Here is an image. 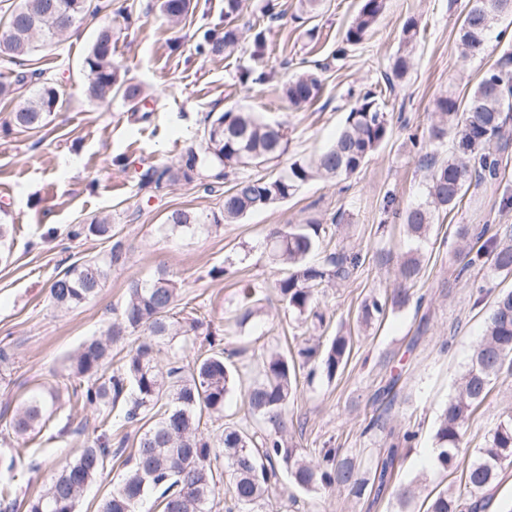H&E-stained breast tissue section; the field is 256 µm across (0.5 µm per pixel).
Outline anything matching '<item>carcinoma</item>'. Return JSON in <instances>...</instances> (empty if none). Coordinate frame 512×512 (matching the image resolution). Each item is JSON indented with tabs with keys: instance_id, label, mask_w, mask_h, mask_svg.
<instances>
[{
	"instance_id": "carcinoma-1",
	"label": "carcinoma",
	"mask_w": 512,
	"mask_h": 512,
	"mask_svg": "<svg viewBox=\"0 0 512 512\" xmlns=\"http://www.w3.org/2000/svg\"><path fill=\"white\" fill-rule=\"evenodd\" d=\"M105 0H16L6 22L0 25V59L10 64L0 72V97H11L24 87H35L10 112L0 131H38L63 104L55 84L31 68V58L64 41L71 30L109 10ZM385 0H361L346 28L342 57L363 42L377 25ZM159 9L179 23L193 10L191 0H160ZM512 13V0H469L457 26L461 58L473 60L489 54L488 32L499 18ZM405 50L393 60L386 75L391 89L412 66L411 52L419 33L415 18L401 29ZM112 25L103 24L83 59L87 96L109 103L120 96L128 102L141 99L138 86L126 82L112 60ZM239 41L232 22L224 32L205 36L203 50L213 56L231 52ZM322 90L317 72L306 70L283 87L288 104L300 108L316 100ZM512 119V49L506 47L484 71L475 88L462 98L441 95L434 102L433 121L420 152L430 159L426 166L425 200L399 213L410 238H427L434 213L451 212L470 190L500 175L501 154L512 142L507 128ZM391 127L383 103L373 94L358 99L348 112L336 140L317 160L296 159L275 177L241 176L238 170L260 167L288 153V138L280 124L267 123L250 112L226 111L206 120L202 146L189 150L176 166L149 167L142 186L159 188L179 181H200L205 191H221L224 206L218 213L188 209L171 211L163 228L171 235L195 234L212 226L233 224L248 213L288 200L298 188L317 178L350 176L386 142ZM322 227L315 220L286 227H272L266 236L269 260L282 267L272 285L288 313L305 326L323 324L318 292L351 278L360 263L357 255L330 252L318 262L309 256L320 249ZM12 228L0 217V263L12 258ZM92 235L109 243L103 253L69 265L58 273L49 288V303L69 310L91 300L105 285L109 273L125 265L127 251L114 239L110 219L95 217L68 232L71 240ZM460 247L455 256L488 266L489 274H512V234L475 230L469 224L455 229ZM423 272L418 250L407 252L399 264L401 287L390 295L372 293L361 306L360 320L369 325L407 307L412 294L407 285ZM181 289L169 273L159 270L149 280L128 282L120 308L112 311V323L104 336L84 342L70 365L72 395L82 408L98 411L99 433L87 439L74 458L56 469L52 478L32 498L24 501L11 488L0 489V512H78L87 487L106 473L107 463L124 452V441L112 447V412L120 408L123 421L136 427V446L128 465L103 501L100 512H142L143 502L155 498L161 512H212L215 488L225 473L230 476V505L226 512H267L272 488L282 477L300 491L318 494L343 488L354 498L391 491L406 504L415 491L392 485L395 465L416 433H389V441L366 471L361 459L331 443L309 455L294 441V395L297 372L307 377L334 380L347 364L352 340L340 333L327 340L309 337L297 353L274 351L259 355V376L244 387V420L224 419L227 399L240 383L235 362L226 356L217 331L180 306ZM262 291L242 289L236 316L241 327L262 312ZM131 340V348L112 364V345ZM197 349L183 363L180 351ZM170 355L166 371L158 368L162 353ZM505 371H512V290L496 294L482 340L460 378L456 393L438 416L434 433V465L443 472L456 468L463 453L469 421L488 396L491 385ZM59 399L56 388L29 396L6 425L7 435L26 440L46 426ZM223 421L211 437L201 430L203 417ZM512 464V414L504 416L484 447L467 467L464 486L439 492L427 512H463V501L476 496Z\"/></svg>"
}]
</instances>
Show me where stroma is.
<instances>
[{
	"mask_svg": "<svg viewBox=\"0 0 512 512\" xmlns=\"http://www.w3.org/2000/svg\"><path fill=\"white\" fill-rule=\"evenodd\" d=\"M274 2L275 15L264 14ZM468 0H386L385 10L366 39L350 49L345 60L332 56L357 13L361 0H322L317 16L299 19V0H243L236 17L242 37L235 49L217 57L198 49L208 31H223L225 0H194L185 24L170 25L158 0H112L116 40L112 58L128 82L145 94L138 104L122 98L109 103L85 93L82 61L92 43L96 23L49 52L37 53L34 68L63 91L66 102L37 132L0 133V209L14 224L13 258L0 265V344H8L12 360L0 381V428L33 390L63 386L70 356L88 339L100 336L112 320L132 279L152 278L166 267L198 317L227 329L247 366L244 378L256 372L253 352L282 349L292 328L276 298L245 326L235 324L240 287L249 283L271 288L278 276L264 248L271 226L308 219L327 229L329 249L357 254L361 263L348 282L326 289L321 306L329 337L351 335L353 350L343 374L334 381L299 377L294 414L300 422L297 443L307 451L334 442L359 454L371 466L385 438L373 428L386 415L389 428L410 429L417 437L404 449L396 470L399 485L421 482L425 493L407 512H426L431 495L459 483L461 470L443 474L428 462L434 448L439 410L457 388L479 344L495 295L512 289V276H489L476 265L460 270L454 262V231L460 224L512 226V210L499 201L512 191V150L505 153L496 182L480 187L479 205L461 204L438 213L421 245L424 275L414 288L416 301L368 326L357 320L358 308L373 290L398 287V267L413 243L402 224L385 207L419 203L425 191V170L409 132L425 134L433 103L442 93L463 96L494 56L462 61L456 28ZM415 17L421 36L412 67L394 92L383 93V76L403 48L401 27ZM266 32L263 52L253 44L255 30ZM322 64L323 91L305 108L293 109L280 88L297 73ZM256 81L242 82L243 72ZM383 94L391 134L356 174L345 180L318 178L301 185L288 201L253 211L234 224L182 237L164 234L160 225L173 209L220 211L224 196L204 192L198 182H179L159 190L141 185L151 166L177 164L188 147L198 146L208 114L230 109L251 112L282 123L289 158L316 159L335 139L358 96ZM108 214L127 249L128 261L114 270L97 296L66 312L48 303L54 277L83 256L103 251L100 241H70V225ZM222 275L211 278L212 270ZM483 301H476V287ZM396 379L391 412L374 400L378 388ZM512 412V375L495 382L466 434L468 450L482 447L503 415ZM96 424L92 410L61 397L48 427L23 444L17 459L22 478L19 497L34 496L55 466L80 453ZM274 512H398L393 498L354 499L340 491L309 496L290 484L271 497Z\"/></svg>",
	"mask_w": 512,
	"mask_h": 512,
	"instance_id": "1",
	"label": "stroma"
}]
</instances>
